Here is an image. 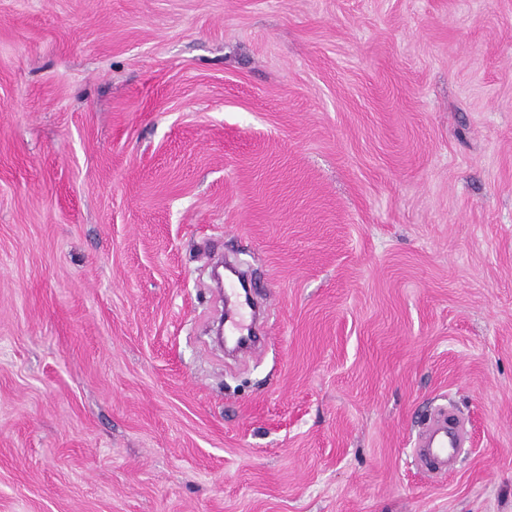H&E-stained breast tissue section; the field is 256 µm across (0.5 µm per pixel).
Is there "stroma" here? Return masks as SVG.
<instances>
[{
  "instance_id": "obj_1",
  "label": "stroma",
  "mask_w": 512,
  "mask_h": 512,
  "mask_svg": "<svg viewBox=\"0 0 512 512\" xmlns=\"http://www.w3.org/2000/svg\"><path fill=\"white\" fill-rule=\"evenodd\" d=\"M0 512H512V0H0ZM224 302H225V316L226 323L225 329L227 331H235L240 333V335H245L244 333L247 331L246 335L250 334L251 330V315L248 323H245L242 319L241 312L245 306H237L233 304V295H234V287L233 285L224 282ZM457 448L453 426L435 427L428 436L426 445L417 448L416 454L422 466L428 471H439L447 466Z\"/></svg>"
}]
</instances>
